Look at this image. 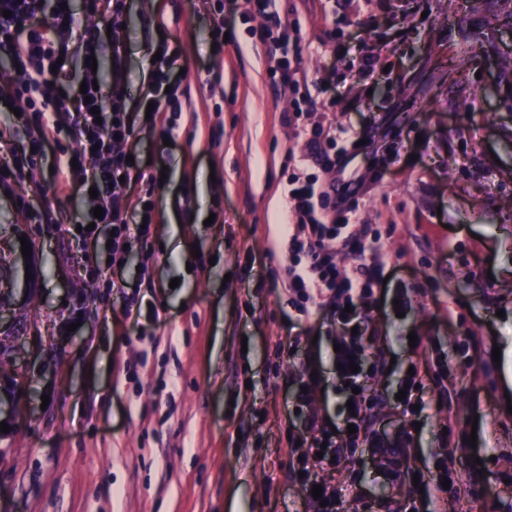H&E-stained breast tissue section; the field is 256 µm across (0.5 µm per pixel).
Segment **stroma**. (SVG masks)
I'll use <instances>...</instances> for the list:
<instances>
[{
  "instance_id": "stroma-1",
  "label": "stroma",
  "mask_w": 512,
  "mask_h": 512,
  "mask_svg": "<svg viewBox=\"0 0 512 512\" xmlns=\"http://www.w3.org/2000/svg\"><path fill=\"white\" fill-rule=\"evenodd\" d=\"M123 46L131 96L147 84L152 39L182 48L178 65L199 113L179 120L172 146L159 132L128 142L139 162L167 166L150 194L162 248L115 271L109 228L93 252L94 272L64 231L33 224L32 210L65 203L92 222L89 199H60L48 165L32 175L39 194L0 187V224L22 227L44 273L15 314L40 352L23 383L0 372V512H306L287 480L288 406L305 353L289 354L288 296L278 245L289 151H302L275 91L262 17L225 14L228 39L213 52L211 0H129ZM300 30L301 67L317 110L302 125L372 126L375 136L348 165L340 189L360 223L381 232L387 288L407 293L403 314L383 307L376 426L403 424L396 392L412 355L410 336L448 353L426 396L430 407L405 456L426 470L447 458L456 474L446 512H512V0H279ZM499 47L485 55L474 35ZM372 49L369 67L361 48ZM220 77L217 86L206 79ZM158 316L123 313L115 280L136 282ZM178 286H171V279ZM139 282V281H138ZM316 337L326 381L319 406L336 416L330 339L321 314L302 327ZM498 346L500 362L477 344ZM450 406H441V396ZM452 424L453 441L438 435ZM367 453L343 463L362 487L339 512H387L420 500L412 483L391 481Z\"/></svg>"
}]
</instances>
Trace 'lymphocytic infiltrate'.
<instances>
[{
  "label": "lymphocytic infiltrate",
  "instance_id": "1",
  "mask_svg": "<svg viewBox=\"0 0 512 512\" xmlns=\"http://www.w3.org/2000/svg\"><path fill=\"white\" fill-rule=\"evenodd\" d=\"M244 12L258 11L269 24L264 42L267 66L279 73L280 96L298 100L299 108L288 117L295 136L304 138L306 150L295 157L292 173L284 187L285 222L282 237L292 256L281 284L296 312L297 321L309 320L313 312L327 310V327L336 363L335 391L341 403L340 421L330 424L316 405L323 378H312L314 361L301 365L299 390L291 401L290 413L299 420L307 436L291 446L296 461L289 478L313 512H338L352 486L320 481L318 471L333 470L350 460L357 449L368 450L381 461L392 479L405 476L401 451L409 447L415 423L398 435L388 436L374 427L376 398L368 382L385 371L378 358L380 332L376 317L366 306L367 298L383 295L385 261L382 236L358 221L356 207L338 195L336 181L350 162L361 141L354 126L315 125L300 127L302 106L317 102L302 95L308 76L298 61L288 59V46L296 36L282 22L276 0H242ZM128 10L127 0H112L111 78L107 90H87L73 96L64 92L71 74L56 68L57 60L80 61L91 69L92 58L102 55L100 30L84 25L73 12L71 0H55L50 23L40 21L41 0H0V102L20 112L15 120L17 136L0 131V186L20 184L46 158V147L61 132H69L77 145L74 162L55 165L59 191L88 192L96 189L97 206L104 210L103 223L112 225V261H126L128 245L137 242L141 251L154 249L152 231L142 224L148 214L143 199L123 193L121 182L136 178L157 186L159 170H146L130 163L123 149L134 133L140 112L150 111L149 128L169 134L173 120L182 116L179 82L171 73L179 55L168 40L157 43L160 59L152 60L151 75L141 100L130 102L123 92L120 75L124 68L121 25ZM338 144L335 154L320 151L321 143ZM358 372H350V364ZM355 432H348V425ZM322 485L320 498H313V485Z\"/></svg>",
  "mask_w": 512,
  "mask_h": 512
}]
</instances>
